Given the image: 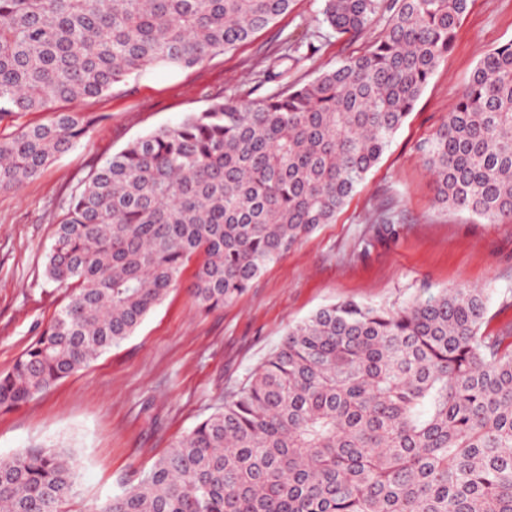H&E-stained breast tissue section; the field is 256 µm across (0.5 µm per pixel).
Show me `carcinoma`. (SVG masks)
Returning <instances> with one entry per match:
<instances>
[{"mask_svg":"<svg viewBox=\"0 0 512 512\" xmlns=\"http://www.w3.org/2000/svg\"><path fill=\"white\" fill-rule=\"evenodd\" d=\"M471 0H393L371 49L286 93L214 98L107 157L71 195L47 256L67 302L0 374L10 411L131 336L200 258L210 311L336 214L376 166L454 46ZM293 0H0V193L102 120L63 108L150 68L228 52ZM388 0H324L355 36ZM438 203L512 216V43L488 53L421 146ZM481 288L397 308L335 303L288 327L224 406L102 512H512V330L482 332ZM68 448L0 460V512H61Z\"/></svg>","mask_w":512,"mask_h":512,"instance_id":"obj_1","label":"carcinoma"}]
</instances>
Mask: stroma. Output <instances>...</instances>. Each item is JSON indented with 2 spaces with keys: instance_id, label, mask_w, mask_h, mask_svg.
<instances>
[{
  "instance_id": "1",
  "label": "stroma",
  "mask_w": 512,
  "mask_h": 512,
  "mask_svg": "<svg viewBox=\"0 0 512 512\" xmlns=\"http://www.w3.org/2000/svg\"><path fill=\"white\" fill-rule=\"evenodd\" d=\"M323 0H294L268 29L182 72L151 69L111 93L75 103L104 114L79 145L17 191L0 193V373L12 369L68 298L45 269L71 195L130 141L207 107L240 104L306 83L366 53L386 30L379 14L357 38L334 35ZM512 41V0H472L453 50L433 72L378 164L334 223L270 264L235 301L201 312L185 270L136 332L88 366L10 412H0V458L57 444L80 473L65 512H101L135 486L197 422L221 408L273 352L289 325L345 300L396 307L445 289L483 288L485 334L512 328V218L490 223L436 202L418 150L464 92L480 60ZM300 45L280 61L284 47ZM393 237L375 239L380 214Z\"/></svg>"
}]
</instances>
